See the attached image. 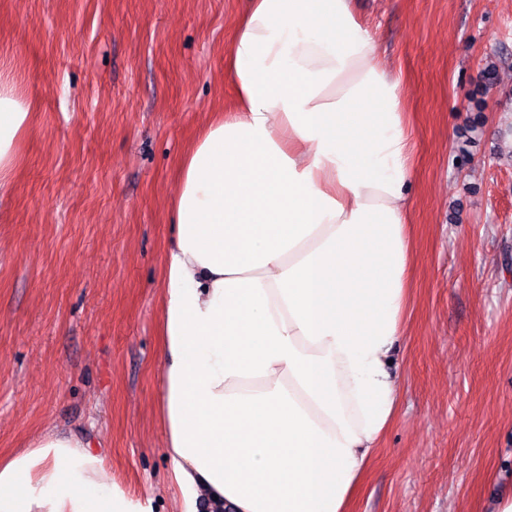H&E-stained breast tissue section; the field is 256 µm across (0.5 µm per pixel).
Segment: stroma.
<instances>
[{"mask_svg":"<svg viewBox=\"0 0 512 512\" xmlns=\"http://www.w3.org/2000/svg\"><path fill=\"white\" fill-rule=\"evenodd\" d=\"M247 6L0 0V60L34 112L0 199V456L48 427L87 434L152 512L184 509L158 410L171 198L234 104L224 61ZM350 9L414 140L398 412L350 512H496L512 493V0Z\"/></svg>","mask_w":512,"mask_h":512,"instance_id":"1","label":"stroma"}]
</instances>
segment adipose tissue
I'll return each mask as SVG.
<instances>
[{"mask_svg": "<svg viewBox=\"0 0 512 512\" xmlns=\"http://www.w3.org/2000/svg\"><path fill=\"white\" fill-rule=\"evenodd\" d=\"M349 0H250L237 104L184 154L160 317L164 447L185 512H349L397 413L411 134ZM32 112L0 76V196ZM0 512H148L49 429L0 459Z\"/></svg>", "mask_w": 512, "mask_h": 512, "instance_id": "adipose-tissue-1", "label": "adipose tissue"}]
</instances>
